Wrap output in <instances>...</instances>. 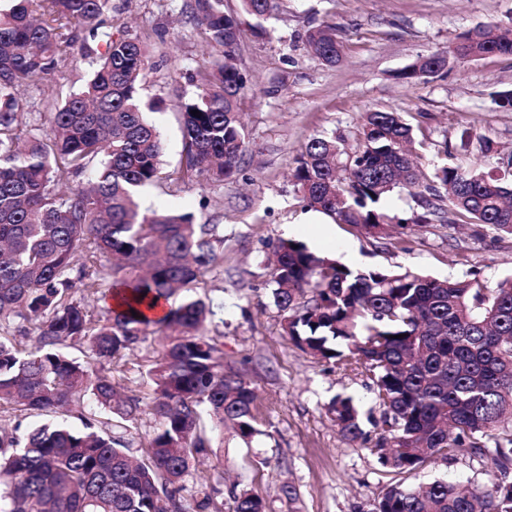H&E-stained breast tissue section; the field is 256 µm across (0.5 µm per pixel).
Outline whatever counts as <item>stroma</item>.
I'll use <instances>...</instances> for the list:
<instances>
[{"label": "stroma", "instance_id": "1", "mask_svg": "<svg viewBox=\"0 0 512 512\" xmlns=\"http://www.w3.org/2000/svg\"><path fill=\"white\" fill-rule=\"evenodd\" d=\"M183 3L112 0V27L147 44L141 98L160 104L148 118L161 135L163 178L142 191L140 204L223 225L224 261L197 293L214 305L207 336L220 339L225 364L256 394V434L244 440L225 429L221 447L201 457L185 480L187 508L209 491L222 512H233L234 495L245 491L263 501L265 512H371L381 491L395 483L411 487L448 476L491 488L497 473L487 456L466 449L448 462L399 473L382 467L367 444L339 433L329 402L350 395L369 411L375 406L371 381L362 370L313 357L291 340L271 298L267 243L291 237L354 269L411 267L440 279L474 271L491 283L512 275L510 236L438 221L375 238L307 208L291 177L311 137L341 133L355 141L363 114L375 109L400 113L412 126L424 175H432L447 151L457 153L463 166L487 165L477 146L460 152L466 131L495 141L501 149L496 161L507 167L512 110L499 107L497 97L512 90V57L453 59L412 85L401 84L398 75L418 57L447 51L461 33L512 25V0H279L266 18L241 16L236 57L250 89L238 110L248 148L230 179L203 175L172 185L167 176L184 158L180 105L195 95L192 76L211 53L204 31L183 14ZM323 21L335 25L343 42L342 60L332 67L303 41L308 27ZM88 69L78 57L52 83L24 90L29 109L21 132L45 124L42 100L76 92ZM163 343L161 334L148 335L114 374L147 404L154 398L147 371ZM288 483L295 499L281 492Z\"/></svg>", "mask_w": 512, "mask_h": 512}]
</instances>
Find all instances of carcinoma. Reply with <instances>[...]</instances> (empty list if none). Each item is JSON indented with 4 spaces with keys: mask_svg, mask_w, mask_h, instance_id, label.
<instances>
[{
    "mask_svg": "<svg viewBox=\"0 0 512 512\" xmlns=\"http://www.w3.org/2000/svg\"><path fill=\"white\" fill-rule=\"evenodd\" d=\"M239 2L261 19L277 0ZM183 12L218 55L196 70L197 93L182 105L184 163L168 180L229 179L248 144L237 110L248 80L232 63L243 32L224 0H189ZM111 13L112 0H0V322L38 331L27 349L0 328V512H188L183 483L211 447L203 420L214 431L256 433L252 389L204 336L210 304L191 295L171 302L224 260V228L190 213L141 211L137 196L156 182L162 155L140 95L149 52L112 32ZM305 45L327 65L342 59L330 23L309 28ZM77 50L91 68L83 88L46 100L48 127L21 138L20 90L50 82ZM456 50L512 56V28L469 30ZM447 63L422 56L398 79L413 84ZM361 130L353 150L342 134L306 143L293 178L309 208L377 238L390 236L392 224H431L445 213L450 224L512 236L511 172L447 162L424 182L413 129L399 113L367 112ZM90 169L95 179L71 188ZM396 188L421 211L385 210ZM271 247V294L288 335L371 379L381 410L370 418L371 451L383 467L413 472L467 448L490 454L499 473L482 493L445 477L392 485L373 512H512V277L491 285L473 273L439 280L411 268L354 270L293 239ZM106 288L128 291L121 309L95 317L74 299ZM161 300L169 309L154 320L148 311ZM153 329L170 331L148 370L159 428L137 458L127 431L142 400L118 391L113 373ZM65 345L89 351V361L71 358ZM73 408L78 426L65 419ZM328 411L344 438L370 441L352 398L335 397ZM32 413L61 419L21 438L14 421ZM234 503V512H264L245 491Z\"/></svg>",
    "mask_w": 512,
    "mask_h": 512,
    "instance_id": "cac0c4a2",
    "label": "carcinoma"
}]
</instances>
